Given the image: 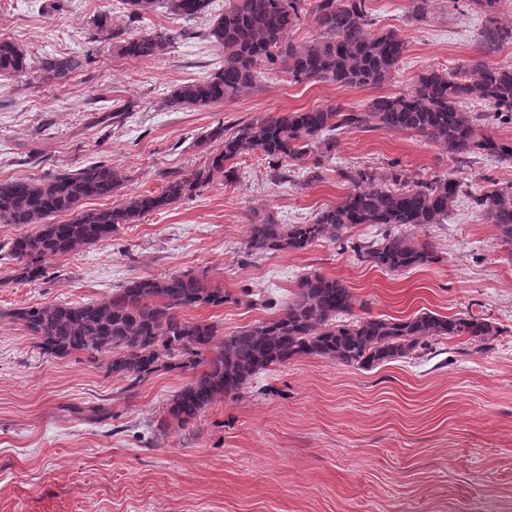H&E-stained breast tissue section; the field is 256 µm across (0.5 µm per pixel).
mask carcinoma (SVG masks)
<instances>
[{"label": "carcinoma", "instance_id": "1", "mask_svg": "<svg viewBox=\"0 0 512 512\" xmlns=\"http://www.w3.org/2000/svg\"><path fill=\"white\" fill-rule=\"evenodd\" d=\"M162 2L184 20L211 17L208 37L219 44L224 61L208 77L171 91L163 105L172 110L222 104L253 88L260 70L281 72L294 82L328 81L340 86H379L392 77L406 47L396 32L373 34L366 0H225L224 12H213V0H119L129 18ZM485 19L479 46L493 51L512 44V27L498 19L503 0H464ZM310 14L319 37L299 43L293 38L302 16ZM97 36L112 41L126 58H154L167 53L170 39L160 32L123 36L112 29L110 16L91 20ZM83 66L68 55L40 61L44 79L66 81ZM28 54L17 43L0 39V75H24ZM512 124V66L470 64L454 72L427 70L400 95L375 98L364 110L344 112L315 108L287 112L241 126L224 137L217 126L200 137L198 145L222 141L223 148L207 154L189 177L172 176L157 194H140L104 209H82L88 199L112 196L124 179L107 164L59 171L41 179L0 180V223L33 224L35 230L7 243L15 261L13 280L45 276L55 258L108 239L120 224H135L185 197L204 183H230L232 161L260 155L279 162H299L319 169L336 154L338 136L353 129H384L419 135L444 147L448 160L465 166L487 156L512 161V142L478 137L482 122ZM349 190L336 205L323 210L310 224L251 221L246 246L255 253L304 251L320 240L336 242L358 224H378L387 230L382 241L359 253L386 271H402L435 260L434 247L396 235L398 227L439 224L453 203L465 194L464 183L434 178L409 183L393 168L387 176L368 168L339 171ZM474 206L500 232L512 255V184L472 193ZM69 214L55 223L52 218ZM228 294L190 273L159 278H136L104 301L85 304L21 306L9 317L23 326L41 353L64 358L75 353L107 355L109 374L130 386L160 370L194 371L191 381L171 401L170 418L188 424L220 395L238 392L253 376L303 356H317L346 367L372 368L406 358L440 338L467 336L486 347L499 335L488 318L474 313L440 317L424 312L407 320L349 315L358 305L353 293L335 278L319 274L299 279L282 312L219 338L209 321H185L186 309L219 307Z\"/></svg>", "mask_w": 512, "mask_h": 512}]
</instances>
